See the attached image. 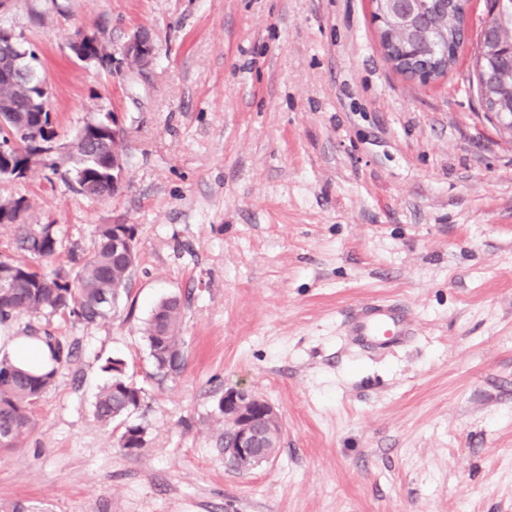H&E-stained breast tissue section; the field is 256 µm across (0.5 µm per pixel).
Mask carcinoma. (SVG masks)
<instances>
[{"label":"carcinoma","mask_w":512,"mask_h":512,"mask_svg":"<svg viewBox=\"0 0 512 512\" xmlns=\"http://www.w3.org/2000/svg\"><path fill=\"white\" fill-rule=\"evenodd\" d=\"M375 18L382 19L380 37L387 46L393 36L395 18L382 0H375ZM466 0H426L424 8L448 16V24L435 26L421 37L422 50H412L410 41L404 40L392 47L393 59L400 72L412 71L422 64L431 63L435 72H443L441 62H431L430 53L456 59L463 44V4ZM497 57L496 44L486 41L477 52L476 87L484 102L485 111L496 116L504 127L512 123V97L501 88L512 83L509 73H495L491 64ZM39 95L32 80L17 74L3 75L0 58V102L11 105L14 113L0 111V152L9 153L12 170L0 168V178L24 175L31 155L56 135L51 112L43 114L29 109L31 99ZM111 112H102L87 122L78 132L73 152L68 159L73 178L80 193L96 198H110L118 188L112 186V175L104 171L112 157V138L104 140L99 133L112 130ZM30 207L29 201L18 198L0 199V224H17L20 216ZM135 234L131 224H103L97 230L93 255L80 260L73 258L77 270L46 272L33 261L52 257L60 246L53 226L46 224L39 230H27L21 237V249L29 260L21 261L0 257V278L9 280V287L0 288V323H7L19 315L62 314L92 326L109 317L123 297L129 296V285L136 270L137 256L128 253L119 260L115 257L114 240L118 233ZM183 302L174 295L162 299L146 322L143 335L149 355L158 374L177 372L184 364V342L181 332ZM46 345L54 366L43 373H31L15 365L10 358H0V450L17 447L33 421V413L41 398L53 384L57 365L70 359L72 347L48 336ZM103 371L109 376L95 403V415L101 422H124L120 446L130 452L144 448V429L127 422L144 401V390L127 377V363L121 358L107 360Z\"/></svg>","instance_id":"obj_1"}]
</instances>
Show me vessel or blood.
I'll return each mask as SVG.
<instances>
[{
    "label": "vessel or blood",
    "mask_w": 512,
    "mask_h": 512,
    "mask_svg": "<svg viewBox=\"0 0 512 512\" xmlns=\"http://www.w3.org/2000/svg\"><path fill=\"white\" fill-rule=\"evenodd\" d=\"M418 332L412 313L400 303L376 300L350 311L344 322L348 345L377 353L411 341Z\"/></svg>",
    "instance_id": "b4317fda"
}]
</instances>
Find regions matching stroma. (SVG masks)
Masks as SVG:
<instances>
[{
	"mask_svg": "<svg viewBox=\"0 0 512 512\" xmlns=\"http://www.w3.org/2000/svg\"><path fill=\"white\" fill-rule=\"evenodd\" d=\"M12 0L0 26L42 61L57 141L116 115L125 168L98 200L32 165L0 179L23 223L53 225L46 268L134 225L128 302L97 325L19 316L0 336L73 346L17 448L0 500L41 512H512V133L483 111L474 59L490 0H469L445 77L383 58L373 0ZM149 28L155 55L124 45ZM98 33L111 70L73 57ZM185 300L182 368L157 375L142 328ZM378 298L419 332L364 355L342 320ZM145 391V446L94 415L107 359ZM241 386L281 416L270 462L238 473L215 424ZM154 44L146 29L137 30L126 44L125 56L130 63L143 67L150 63L154 56Z\"/></svg>",
	"mask_w": 512,
	"mask_h": 512,
	"instance_id": "obj_1",
	"label": "stroma"
}]
</instances>
